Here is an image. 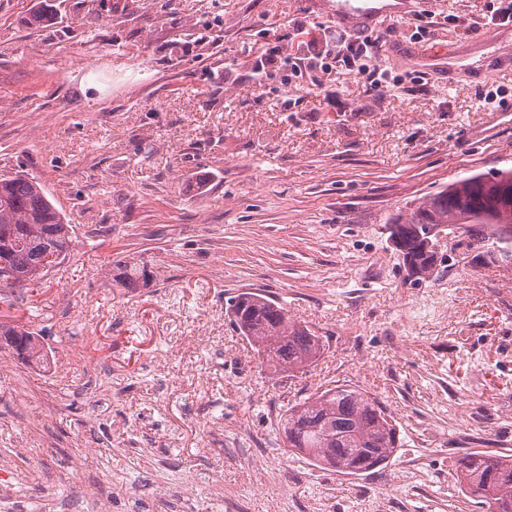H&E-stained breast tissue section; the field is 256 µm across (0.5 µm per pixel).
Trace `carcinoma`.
Listing matches in <instances>:
<instances>
[{
    "instance_id": "carcinoma-1",
    "label": "carcinoma",
    "mask_w": 512,
    "mask_h": 512,
    "mask_svg": "<svg viewBox=\"0 0 512 512\" xmlns=\"http://www.w3.org/2000/svg\"><path fill=\"white\" fill-rule=\"evenodd\" d=\"M512 170L491 178L473 175L452 184L393 221L401 248L416 267L415 283L436 271L434 239L444 230H462L460 244L473 253L470 264L494 268L512 264V232L505 237L500 224L512 225ZM73 226L54 205L44 187L24 174L0 177V257L9 272L0 275V288L38 284L49 268L73 249ZM54 256L44 265L43 254ZM112 281L135 293L150 284L144 264L125 260L113 264ZM230 324L262 359L270 374L299 373L322 355V337L288 316L276 299L242 292L227 302ZM0 343L23 362L44 366L45 356L34 333L0 322ZM287 452L317 467L344 475H359L389 461L403 440L386 409L367 392L336 385L288 407L280 420ZM461 491L479 499L488 512H512V455L473 452L455 463Z\"/></svg>"
}]
</instances>
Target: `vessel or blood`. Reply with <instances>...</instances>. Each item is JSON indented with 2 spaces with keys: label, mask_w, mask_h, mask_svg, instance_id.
<instances>
[{
  "label": "vessel or blood",
  "mask_w": 512,
  "mask_h": 512,
  "mask_svg": "<svg viewBox=\"0 0 512 512\" xmlns=\"http://www.w3.org/2000/svg\"><path fill=\"white\" fill-rule=\"evenodd\" d=\"M417 7V0H327L329 14L340 27L352 32L372 30L382 15L396 20L408 18ZM404 60L412 68L435 73L448 74L464 68L477 81L491 74L512 72L511 52L484 53L476 45L454 50L443 43L427 51L410 49L405 52Z\"/></svg>",
  "instance_id": "b4317fda"
}]
</instances>
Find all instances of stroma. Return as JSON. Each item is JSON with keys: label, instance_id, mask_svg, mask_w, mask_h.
<instances>
[{"label": "stroma", "instance_id": "35a3bbf8", "mask_svg": "<svg viewBox=\"0 0 512 512\" xmlns=\"http://www.w3.org/2000/svg\"><path fill=\"white\" fill-rule=\"evenodd\" d=\"M486 4L425 0L459 18L426 47L490 41ZM335 25L318 0H0V175L36 178L75 231L40 287L0 302L48 355L0 349L18 504L46 487L59 512H157L174 490L183 512H485L454 465L512 455V278L443 233L438 274L411 284L391 220L512 169V76L372 91L278 66L252 86L272 47ZM123 257L150 287L113 282ZM255 290L322 336L308 375L262 374L233 332L226 301ZM338 384L376 397L404 440L361 476L286 453L277 430Z\"/></svg>", "mask_w": 512, "mask_h": 512}]
</instances>
